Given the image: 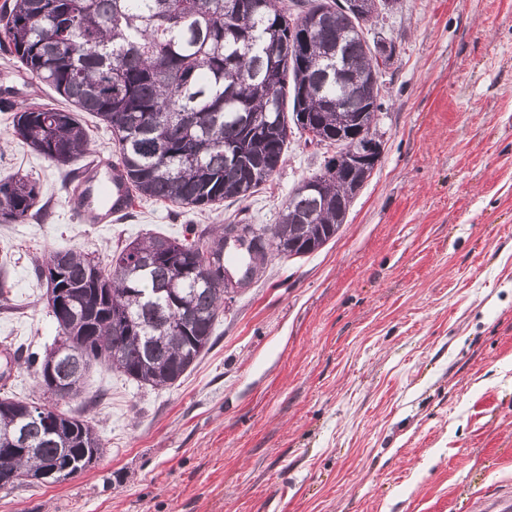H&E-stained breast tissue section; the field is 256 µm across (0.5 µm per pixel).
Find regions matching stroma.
<instances>
[{"mask_svg":"<svg viewBox=\"0 0 512 512\" xmlns=\"http://www.w3.org/2000/svg\"><path fill=\"white\" fill-rule=\"evenodd\" d=\"M383 32V152L339 234L270 258L220 311L213 345L172 387L104 366L58 401L105 452L57 484L0 488V512H467L512 484V0H400ZM0 180L35 182L37 214L0 223V342L58 334L37 264L80 250L108 264L146 234L274 224L326 147L293 132L243 201L136 200L84 224L61 166L15 139L12 109L57 96L0 52Z\"/></svg>","mask_w":512,"mask_h":512,"instance_id":"stroma-1","label":"stroma"}]
</instances>
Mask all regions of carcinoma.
<instances>
[{"label":"carcinoma","instance_id":"cac0c4a2","mask_svg":"<svg viewBox=\"0 0 512 512\" xmlns=\"http://www.w3.org/2000/svg\"><path fill=\"white\" fill-rule=\"evenodd\" d=\"M249 14L236 0H3L0 49L46 84L69 107L30 104L13 117L15 136L62 166L88 149L78 118L90 112L110 129L117 164L136 197L182 208H203L228 198L246 199L284 161L288 141L285 95L292 121L329 144L349 115L369 133L383 108L382 50L356 31L347 0H251ZM249 138L246 123L263 128ZM262 155L252 177L230 166L225 147ZM36 184L23 175L0 181V221L20 223L36 206ZM353 202L343 170L325 162L288 196L277 224H258L260 246L241 252L245 274L255 277L273 256L310 254L336 236ZM214 263L217 282L197 283L199 258ZM58 260L50 312L60 340L30 365L54 364L67 381V398L81 395L87 373L106 365L141 386L174 385L209 350L224 305V234L193 239L150 235L126 244L103 267L73 249L56 250L38 275ZM80 350L72 360L61 353ZM31 404L0 399V487L25 476L54 483L49 466L90 467L103 453L90 421L59 411L47 435L43 423L24 420ZM30 443L18 447L17 425Z\"/></svg>","mask_w":512,"mask_h":512}]
</instances>
